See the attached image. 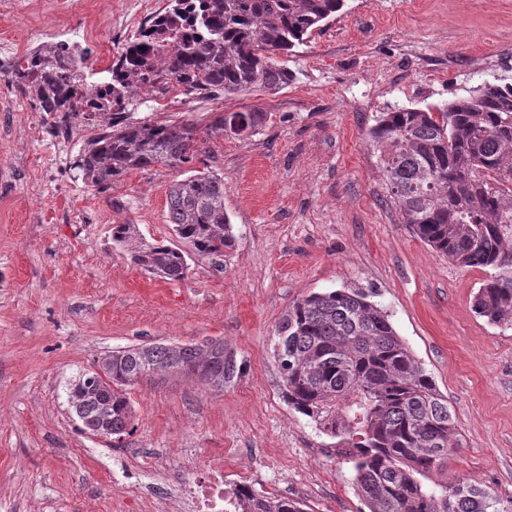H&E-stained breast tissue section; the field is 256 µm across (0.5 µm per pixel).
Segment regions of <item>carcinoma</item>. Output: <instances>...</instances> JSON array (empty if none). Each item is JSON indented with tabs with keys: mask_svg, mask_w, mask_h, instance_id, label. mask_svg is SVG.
<instances>
[{
	"mask_svg": "<svg viewBox=\"0 0 512 512\" xmlns=\"http://www.w3.org/2000/svg\"><path fill=\"white\" fill-rule=\"evenodd\" d=\"M344 0H168L112 62V111L72 112L83 89L60 71L59 52L35 51L40 66L21 76L40 96L42 111L103 128L82 149L77 168L107 189L131 170L180 166L218 137L246 140L266 114L216 112L205 127L141 121L129 107L139 94L172 87L201 99L273 91L288 72L273 62L303 43L339 12ZM146 50H140V47ZM381 153L387 193L404 223L441 255L466 267L491 269L474 312L512 329V82L500 78L435 109L382 112L368 131ZM168 218L178 239L215 264L234 245L224 211V179L194 174L168 191ZM140 239L138 225H112V244ZM190 254L177 246L142 243L131 259L150 275L180 280ZM273 357L288 405L337 439L353 459L354 483L367 512H512L504 498L471 478L432 479L447 470L458 445L448 400L397 333L390 314L360 288L312 293L280 319ZM236 371L224 341L138 344L118 348L80 375L69 403L81 429L130 433L126 387L179 374L214 390ZM236 512H304L294 499L233 489Z\"/></svg>",
	"mask_w": 512,
	"mask_h": 512,
	"instance_id": "obj_1",
	"label": "carcinoma"
}]
</instances>
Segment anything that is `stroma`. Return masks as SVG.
<instances>
[{"label":"stroma","mask_w":512,"mask_h":512,"mask_svg":"<svg viewBox=\"0 0 512 512\" xmlns=\"http://www.w3.org/2000/svg\"><path fill=\"white\" fill-rule=\"evenodd\" d=\"M140 0H15L0 42L41 47L76 25L90 64L120 51ZM276 92L199 100L144 95L137 119L206 124L255 108L257 136L210 141L191 166L130 171L111 189L76 161L94 127L58 141L27 97L0 112V512H164L158 490L224 468V486L299 500L305 512H363L351 460L291 408L273 358L293 301L360 288L448 399L460 443L448 477L512 495V329L472 310L485 271L448 260L404 224L367 138L379 113L441 106L483 82H512V0H345L292 54ZM224 180L234 246L223 267L192 257L167 281L112 244L136 224L173 243L167 192L189 169ZM223 340L237 373L223 390L179 375L130 387L122 442L81 432L70 385L113 349Z\"/></svg>","instance_id":"1"}]
</instances>
